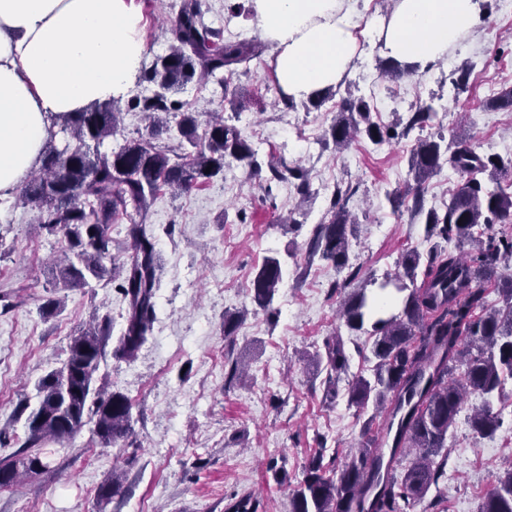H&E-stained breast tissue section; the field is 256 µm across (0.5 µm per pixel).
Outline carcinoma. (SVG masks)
Listing matches in <instances>:
<instances>
[{
	"label": "carcinoma",
	"mask_w": 512,
	"mask_h": 512,
	"mask_svg": "<svg viewBox=\"0 0 512 512\" xmlns=\"http://www.w3.org/2000/svg\"><path fill=\"white\" fill-rule=\"evenodd\" d=\"M205 14L200 0L183 4L171 24L169 53L155 57L142 72L141 79L154 86L153 95L133 99L129 107L148 120L144 130L103 152L100 146L118 125L112 103L65 113L56 118L58 134L47 140L39 171L19 191L18 201L37 210V224L65 238L53 287L84 288L91 279L118 282L128 309L113 350L117 358L134 357L152 331L160 261L144 221L161 192L204 186L235 161L245 164L250 178L267 193L274 182L294 184L303 198L310 193L307 169L283 158L259 160L241 128L219 117L203 121L200 112L176 99L194 78H215L224 94L231 95L234 113L246 109L230 87L242 65L261 59L265 45L254 39H223L221 30L205 23ZM377 70L389 81L413 73L390 58L378 60ZM487 107L512 111V88L492 97ZM435 114L432 105H422L406 123L385 125L373 120L366 100L349 94L338 103L329 135L338 149L356 137L381 144L424 128ZM171 118L176 134L161 143ZM446 163L460 181L444 211L427 212L425 239L469 244L472 251L467 257L434 250L424 256L408 249L400 256V271L381 282L360 279L356 268L332 285L336 292L349 290L339 310L345 326L371 340L365 357L373 363L371 375L359 373L349 381V403L358 408L373 404L385 424L373 435L366 423L360 448L339 470L333 460L323 464L321 455L312 459L293 490L290 512H404L447 478V456L441 451L467 396L500 394L506 380H512V271L502 267L512 259V236H475L482 225L512 222V155L480 154L464 142H446L439 130L416 140L409 164L413 183L389 201L396 212L411 199L412 209L422 212L424 185ZM353 194L349 186L336 188L325 219L307 242L308 260L317 257L346 267L354 228L347 204ZM124 216L131 254L117 264L107 230ZM423 264L424 279L418 285L417 270ZM283 277L281 260L266 257L248 288L257 307L273 313ZM486 282L494 285L501 306H485ZM110 336L107 318L83 330L71 338L63 365L38 381V402L26 418L27 437L20 450L0 460L1 488L49 470L48 445H64L88 423L104 447L119 440L125 448L140 447L130 399L96 384ZM308 362L326 372L325 396L336 397L348 362L342 337L326 340L324 351H315ZM471 426L481 436L499 428L490 402L473 411ZM479 512H512V464L498 476Z\"/></svg>",
	"instance_id": "obj_1"
}]
</instances>
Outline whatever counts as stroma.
Listing matches in <instances>:
<instances>
[{"label":"stroma","mask_w":512,"mask_h":512,"mask_svg":"<svg viewBox=\"0 0 512 512\" xmlns=\"http://www.w3.org/2000/svg\"><path fill=\"white\" fill-rule=\"evenodd\" d=\"M142 21L146 61L164 54L167 29L181 0H135ZM266 48L233 84L248 108L236 124L259 159L269 153L308 169L311 194L276 183L270 195L252 188L248 169L231 163L221 178L187 193L160 194L146 224L161 257L153 331L135 357L105 355L99 382L120 390L133 404L139 447H100L82 428L64 446L52 449L51 472L0 488V512H225L249 494L259 512H290V497L315 453L344 463L358 448L363 428L380 432L373 407L357 409L345 393L324 396L322 379L307 366L306 354L326 338L341 334L349 374L367 371L365 336L344 329L332 285L340 275L325 262L309 261L306 243L321 220L335 186L352 185L348 208L357 221L349 243V263L362 276L383 278L396 272L402 252H427L424 219L410 210L393 214L388 194L404 188L409 156L423 131L443 128L446 137L465 141L482 153L512 155V112L488 111L484 103L512 87V14L503 0H490L486 23L449 52L448 62L397 82L382 80L374 39L359 36L357 53L342 90L378 109L380 122L407 116L416 103H433L436 115L426 130L375 145L365 139L336 150L326 132L337 112L336 100L321 106L280 103ZM472 71L465 90L452 82L460 63ZM151 85L133 81L126 96L114 99L121 123L103 151L123 144L143 126L142 115L127 109L130 97L151 95ZM315 145L306 150L301 138ZM301 210L302 225L286 218ZM65 245L33 222L31 206L0 199V293L22 302L0 314V457L25 440L24 405H36L37 381L62 366L73 335L94 317H109L120 337L127 302L112 284L91 281L85 288L47 286L51 268ZM268 256L280 258L286 274L273 302L276 317L260 310L247 292L256 268ZM59 295L62 310L41 314L42 304ZM247 309L233 338L224 336V313ZM246 367V380L228 377L231 363ZM480 394L469 395L448 431L449 480L430 489L412 512H477L494 486L502 462L512 459V380L493 398L501 425L480 437L469 423ZM124 490L109 499L97 496L113 472Z\"/></svg>","instance_id":"obj_1"}]
</instances>
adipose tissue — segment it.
<instances>
[{"label": "adipose tissue", "instance_id": "adipose-tissue-1", "mask_svg": "<svg viewBox=\"0 0 512 512\" xmlns=\"http://www.w3.org/2000/svg\"><path fill=\"white\" fill-rule=\"evenodd\" d=\"M484 0H395L372 23L384 56L435 67L486 19ZM294 100L339 84L357 50L358 0H251ZM133 0H0V197L41 163L54 116L122 96L146 53Z\"/></svg>", "mask_w": 512, "mask_h": 512}]
</instances>
